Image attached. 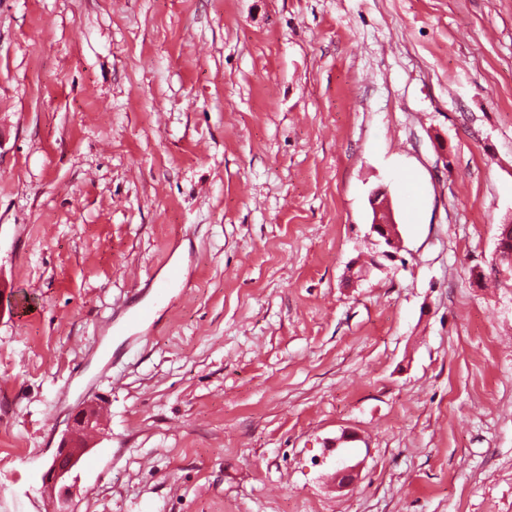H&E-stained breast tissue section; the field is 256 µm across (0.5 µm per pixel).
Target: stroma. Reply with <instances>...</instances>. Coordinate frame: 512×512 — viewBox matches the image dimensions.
<instances>
[{"label": "stroma", "instance_id": "35a3bbf8", "mask_svg": "<svg viewBox=\"0 0 512 512\" xmlns=\"http://www.w3.org/2000/svg\"><path fill=\"white\" fill-rule=\"evenodd\" d=\"M510 220L512 0H0V512H512ZM370 204L373 212L370 234L377 239V245L381 247V251L377 252L373 260V267L382 268L383 264L377 259L392 260L393 249L397 248L399 242V232L397 224L391 218L387 197H382L379 193L373 194ZM496 256L503 272L512 271V224H503L497 238ZM150 286L153 289L155 301H160L166 298L170 288L175 286L184 287L186 282L181 280V271L176 267L169 269L168 275L165 279L157 280L156 278H149ZM126 314V324L130 329H138L147 324H150L151 328L154 327V303L142 299L132 305ZM84 447L78 446L69 443L68 441H64L60 447L57 449V453L55 455V460L58 458H64L68 461L67 466H59L56 464L54 458L49 467L51 483L55 486L58 483H61V488L64 490L63 494L58 498V512H69V488L70 486L66 485L65 482L69 479L74 472L73 469L78 465V461L80 456L84 453Z\"/></svg>", "mask_w": 512, "mask_h": 512}]
</instances>
